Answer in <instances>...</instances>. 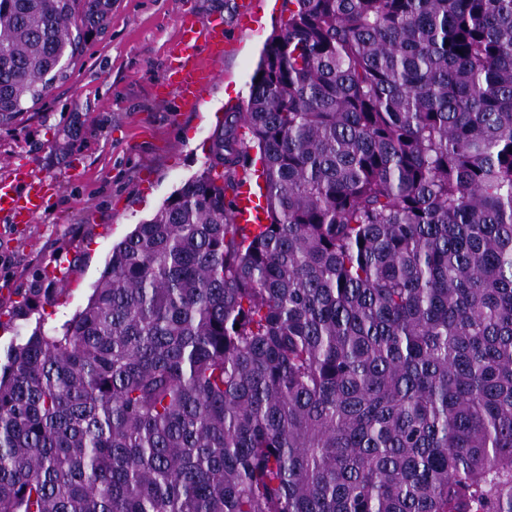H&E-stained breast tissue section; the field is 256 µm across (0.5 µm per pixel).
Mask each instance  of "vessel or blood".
<instances>
[{"mask_svg":"<svg viewBox=\"0 0 512 512\" xmlns=\"http://www.w3.org/2000/svg\"><path fill=\"white\" fill-rule=\"evenodd\" d=\"M232 37L221 16L205 19L180 16L175 37L168 43V63L160 77L165 91L174 93L186 111L198 110L209 89L220 79V63ZM52 184L26 165L0 177V216L16 225L33 223L44 211ZM261 213L248 187L238 192L233 221L259 223Z\"/></svg>","mask_w":512,"mask_h":512,"instance_id":"1","label":"vessel or blood"}]
</instances>
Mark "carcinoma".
<instances>
[{"label":"carcinoma","mask_w":512,"mask_h":512,"mask_svg":"<svg viewBox=\"0 0 512 512\" xmlns=\"http://www.w3.org/2000/svg\"><path fill=\"white\" fill-rule=\"evenodd\" d=\"M284 9L203 172L0 365V512H512V0ZM111 14L0 0V126ZM237 210L233 214L236 224H259L261 213L257 208V202L250 193L247 183L238 192Z\"/></svg>","instance_id":"cac0c4a2"}]
</instances>
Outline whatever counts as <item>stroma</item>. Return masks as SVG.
I'll use <instances>...</instances> for the list:
<instances>
[{"label": "stroma", "instance_id": "obj_1", "mask_svg": "<svg viewBox=\"0 0 512 512\" xmlns=\"http://www.w3.org/2000/svg\"><path fill=\"white\" fill-rule=\"evenodd\" d=\"M233 4L112 0L108 28L87 44L65 78L22 121L0 128V176L27 163L56 184L47 211L27 230L0 217L1 305L12 307L16 289L55 265L63 249L76 248L82 260L67 296L41 311L49 327L70 319L86 305L113 245L203 171L212 132L225 112L247 100L260 51L286 19L282 0H261L202 111H181L175 95H156L154 85L167 63L176 16L219 14L231 25ZM66 137L69 150H57Z\"/></svg>", "mask_w": 512, "mask_h": 512}]
</instances>
